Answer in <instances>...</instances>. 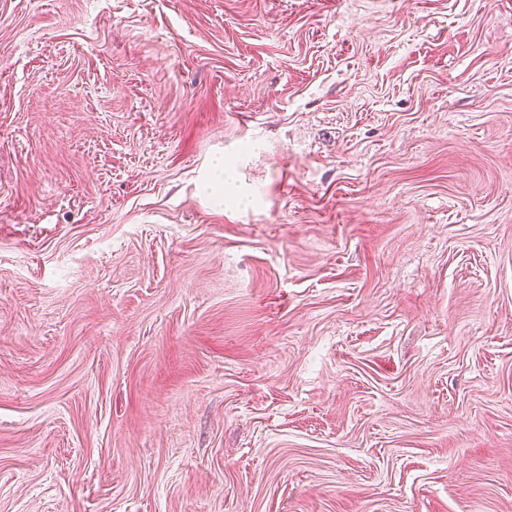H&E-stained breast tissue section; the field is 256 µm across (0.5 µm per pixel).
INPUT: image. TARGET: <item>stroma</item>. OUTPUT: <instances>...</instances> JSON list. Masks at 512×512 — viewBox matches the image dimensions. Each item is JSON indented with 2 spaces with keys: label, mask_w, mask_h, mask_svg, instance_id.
<instances>
[{
  "label": "stroma",
  "mask_w": 512,
  "mask_h": 512,
  "mask_svg": "<svg viewBox=\"0 0 512 512\" xmlns=\"http://www.w3.org/2000/svg\"><path fill=\"white\" fill-rule=\"evenodd\" d=\"M0 512H512V0H0Z\"/></svg>",
  "instance_id": "35a3bbf8"
}]
</instances>
